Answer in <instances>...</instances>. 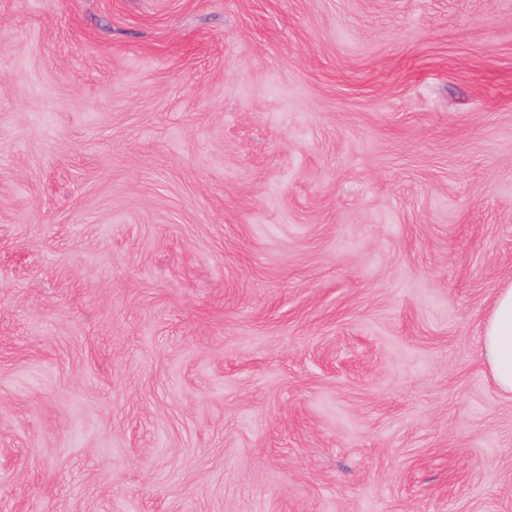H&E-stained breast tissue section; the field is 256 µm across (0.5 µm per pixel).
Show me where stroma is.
I'll return each instance as SVG.
<instances>
[{
	"label": "stroma",
	"instance_id": "obj_1",
	"mask_svg": "<svg viewBox=\"0 0 512 512\" xmlns=\"http://www.w3.org/2000/svg\"><path fill=\"white\" fill-rule=\"evenodd\" d=\"M512 0H0V512H512ZM481 354L496 388L512 396V283L495 298L484 324Z\"/></svg>",
	"mask_w": 512,
	"mask_h": 512
}]
</instances>
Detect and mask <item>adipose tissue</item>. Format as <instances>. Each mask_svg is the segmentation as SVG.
Here are the masks:
<instances>
[{"label":"adipose tissue","mask_w":512,"mask_h":512,"mask_svg":"<svg viewBox=\"0 0 512 512\" xmlns=\"http://www.w3.org/2000/svg\"><path fill=\"white\" fill-rule=\"evenodd\" d=\"M481 354L496 388L512 396V283L495 298L484 324Z\"/></svg>","instance_id":"obj_1"}]
</instances>
